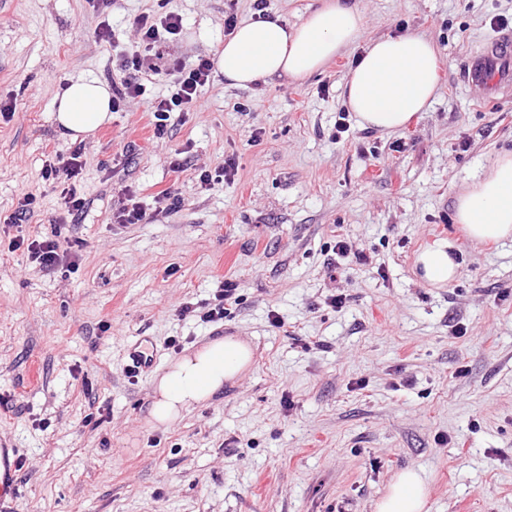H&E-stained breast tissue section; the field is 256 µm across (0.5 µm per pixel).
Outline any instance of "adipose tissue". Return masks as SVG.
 Segmentation results:
<instances>
[{"mask_svg": "<svg viewBox=\"0 0 512 512\" xmlns=\"http://www.w3.org/2000/svg\"><path fill=\"white\" fill-rule=\"evenodd\" d=\"M363 15L348 0H321L299 24L277 18L239 25L214 57L217 74L232 87L246 88L273 76L305 79L335 56L361 46L344 84L343 101L362 128L381 132L407 127L432 104L442 59L432 41L404 33L362 41ZM63 137L81 140L112 119L107 82L77 78L56 102ZM455 220L471 240L512 238V152L499 154L455 199ZM416 265L424 281L443 286L459 265L447 243L421 251ZM250 346L232 337L216 338L173 361L156 379L148 423L164 428L197 404L221 392L249 367ZM424 482L408 469L393 480L375 512H425Z\"/></svg>", "mask_w": 512, "mask_h": 512, "instance_id": "ef3b65f1", "label": "adipose tissue"}]
</instances>
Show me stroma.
Returning <instances> with one entry per match:
<instances>
[{"instance_id": "obj_1", "label": "stroma", "mask_w": 512, "mask_h": 512, "mask_svg": "<svg viewBox=\"0 0 512 512\" xmlns=\"http://www.w3.org/2000/svg\"><path fill=\"white\" fill-rule=\"evenodd\" d=\"M349 2L363 39L435 43L428 111L394 133L352 116L339 130L350 52L302 81L240 89L213 75L159 138L148 101L172 78L149 57L145 98L81 143L86 206L70 236L82 247L64 277L9 249L62 213L43 176L52 150L73 148L55 103L77 77L117 80L119 52L137 49L136 18L157 2L117 0L105 17L88 0H0V99L16 103L0 118V445L25 461L8 475L12 512H373L406 469L428 487L426 512H512V240L474 244L453 218L456 194L512 150V94L489 101L459 78L499 20L512 30V0ZM171 7L184 30L162 52L188 63L223 46L225 12L242 23L254 14L253 0ZM105 20L119 50L95 38ZM228 156L234 180L201 188L200 173ZM24 190L34 212L5 224ZM163 190L179 205L161 213ZM131 201L147 220L116 223ZM340 238L351 257L336 255ZM438 240L460 265L442 288L415 268ZM222 280L239 298L223 322L180 315ZM334 293L342 307L328 303ZM142 336L157 363L131 377L125 351ZM173 336L185 348L231 336L253 357L156 431L153 382L178 356Z\"/></svg>"}]
</instances>
